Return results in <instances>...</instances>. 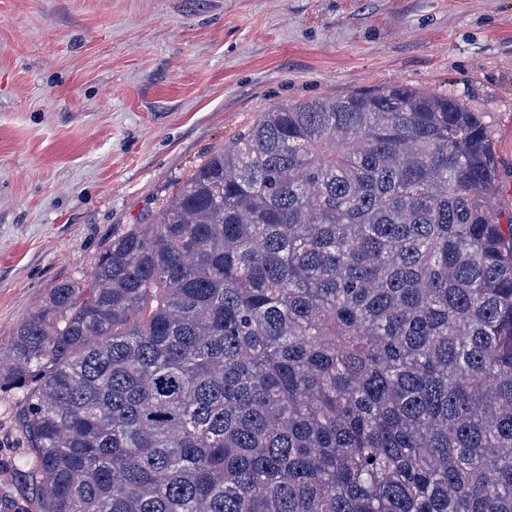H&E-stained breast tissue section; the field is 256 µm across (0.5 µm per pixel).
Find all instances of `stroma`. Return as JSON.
I'll return each instance as SVG.
<instances>
[{
	"label": "stroma",
	"instance_id": "obj_1",
	"mask_svg": "<svg viewBox=\"0 0 512 512\" xmlns=\"http://www.w3.org/2000/svg\"><path fill=\"white\" fill-rule=\"evenodd\" d=\"M395 85L482 114L512 219V0H0V348L261 112Z\"/></svg>",
	"mask_w": 512,
	"mask_h": 512
}]
</instances>
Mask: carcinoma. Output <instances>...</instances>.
I'll list each match as a JSON object with an SVG mask.
<instances>
[{"label": "carcinoma", "mask_w": 512, "mask_h": 512, "mask_svg": "<svg viewBox=\"0 0 512 512\" xmlns=\"http://www.w3.org/2000/svg\"><path fill=\"white\" fill-rule=\"evenodd\" d=\"M481 117L281 103L15 326L29 512H512V223Z\"/></svg>", "instance_id": "obj_1"}]
</instances>
